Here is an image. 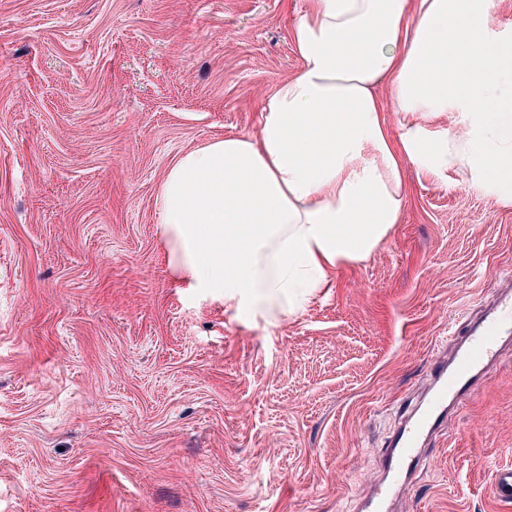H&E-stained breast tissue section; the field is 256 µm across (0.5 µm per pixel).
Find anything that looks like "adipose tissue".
<instances>
[{
  "label": "adipose tissue",
  "mask_w": 512,
  "mask_h": 512,
  "mask_svg": "<svg viewBox=\"0 0 512 512\" xmlns=\"http://www.w3.org/2000/svg\"><path fill=\"white\" fill-rule=\"evenodd\" d=\"M494 0H304L298 72L265 97L256 136L181 154L160 186V228L183 282L236 314L294 313L300 289L366 259L398 224L402 169L462 171L512 205V39ZM405 116L390 132L376 94ZM453 112L432 135L414 115ZM496 4L493 9L492 21L494 31L504 37L512 38V0Z\"/></svg>",
  "instance_id": "obj_1"
}]
</instances>
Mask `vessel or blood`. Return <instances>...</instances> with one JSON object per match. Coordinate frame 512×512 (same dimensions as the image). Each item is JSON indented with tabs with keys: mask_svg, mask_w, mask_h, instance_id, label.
<instances>
[{
	"mask_svg": "<svg viewBox=\"0 0 512 512\" xmlns=\"http://www.w3.org/2000/svg\"><path fill=\"white\" fill-rule=\"evenodd\" d=\"M498 297L467 321L451 355L439 357L432 370V385L415 407L404 415L380 458L381 479L360 512H391L398 488L420 464L432 437L459 407L463 397L476 393L482 378L504 344L512 342V274L499 282ZM498 501L512 505V467L493 473Z\"/></svg>",
	"mask_w": 512,
	"mask_h": 512,
	"instance_id": "vessel-or-blood-1",
	"label": "vessel or blood"
}]
</instances>
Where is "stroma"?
<instances>
[{
	"instance_id": "obj_1",
	"label": "stroma",
	"mask_w": 512,
	"mask_h": 512,
	"mask_svg": "<svg viewBox=\"0 0 512 512\" xmlns=\"http://www.w3.org/2000/svg\"><path fill=\"white\" fill-rule=\"evenodd\" d=\"M303 0H0V512H358L512 206L404 166L399 224L303 310L250 320L168 261L177 156L257 135ZM512 347L395 512H501Z\"/></svg>"
}]
</instances>
